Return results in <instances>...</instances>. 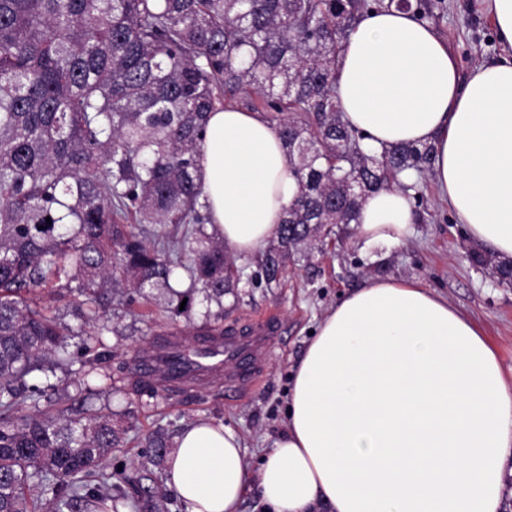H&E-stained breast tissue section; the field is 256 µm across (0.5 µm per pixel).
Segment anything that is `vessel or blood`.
Returning a JSON list of instances; mask_svg holds the SVG:
<instances>
[{
  "mask_svg": "<svg viewBox=\"0 0 512 512\" xmlns=\"http://www.w3.org/2000/svg\"><path fill=\"white\" fill-rule=\"evenodd\" d=\"M281 332L278 316L267 312L249 318L240 331L216 339H197L189 352L181 333L174 330L167 338L168 357L159 360L142 356L134 361L132 369L160 386L170 387L187 382L186 371L192 367L206 375H223L225 391L241 395L259 380L271 343Z\"/></svg>",
  "mask_w": 512,
  "mask_h": 512,
  "instance_id": "obj_1",
  "label": "vessel or blood"
}]
</instances>
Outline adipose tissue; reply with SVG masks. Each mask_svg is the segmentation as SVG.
Wrapping results in <instances>:
<instances>
[{
  "mask_svg": "<svg viewBox=\"0 0 512 512\" xmlns=\"http://www.w3.org/2000/svg\"><path fill=\"white\" fill-rule=\"evenodd\" d=\"M338 103L364 143L434 149L432 176L470 237L512 257V55L461 75L449 45L405 9L369 14L336 70ZM203 195L226 254L276 238L297 181L276 128L211 112ZM415 209L391 188L364 202L357 239L390 247ZM512 459V383L473 322L417 282L370 278L324 316L298 362L287 423L248 472L241 436L199 421L166 462L186 512H501Z\"/></svg>",
  "mask_w": 512,
  "mask_h": 512,
  "instance_id": "ef3b65f1",
  "label": "adipose tissue"
}]
</instances>
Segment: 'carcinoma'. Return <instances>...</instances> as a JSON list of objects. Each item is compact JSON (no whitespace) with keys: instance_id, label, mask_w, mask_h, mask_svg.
Here are the masks:
<instances>
[{"instance_id":"cac0c4a2","label":"carcinoma","mask_w":512,"mask_h":512,"mask_svg":"<svg viewBox=\"0 0 512 512\" xmlns=\"http://www.w3.org/2000/svg\"><path fill=\"white\" fill-rule=\"evenodd\" d=\"M434 0H0V512H81L111 502L164 512L148 466L166 434L145 438L140 477L107 460L126 428L112 412L64 405L55 368L78 362L89 396L112 393V297L146 307L165 288L166 318L191 320L198 296L220 311L188 332L224 336V294L244 268L205 232L202 145L230 103L280 134L298 182L278 236L255 259L270 287L365 197L396 187L420 203L427 144L372 153L344 119L336 69L369 13ZM476 263L509 285L512 260ZM190 284L178 290L179 271ZM185 307H180L181 302ZM71 309L77 324L59 316ZM139 395L149 378L124 377ZM126 484L130 492L121 489Z\"/></svg>"}]
</instances>
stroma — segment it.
<instances>
[{
  "label": "stroma",
  "mask_w": 512,
  "mask_h": 512,
  "mask_svg": "<svg viewBox=\"0 0 512 512\" xmlns=\"http://www.w3.org/2000/svg\"><path fill=\"white\" fill-rule=\"evenodd\" d=\"M448 10L430 26L455 54L461 72L495 61L504 50L489 20L485 0H447ZM423 203L410 239L390 248L361 250L356 238H326L310 260L289 261L275 288L241 284L237 296L224 298V326L239 327L251 316L276 312L284 334L271 348L266 369L249 393L230 398L217 384L195 386L187 394L156 398L114 393L110 407L132 412L134 441L114 449L109 464L119 470L143 455L138 439L164 428L178 434L197 421L234 427L243 438L248 471H255L262 451L271 447L284 428L291 374L326 312L371 276L413 280L448 299L480 329L496 351L504 373L512 380V287L498 285L488 270L469 259L477 244L457 224L431 178L424 176ZM160 306L130 313L113 304L107 341L116 360L130 366L137 353L159 332Z\"/></svg>",
  "instance_id": "1"
}]
</instances>
